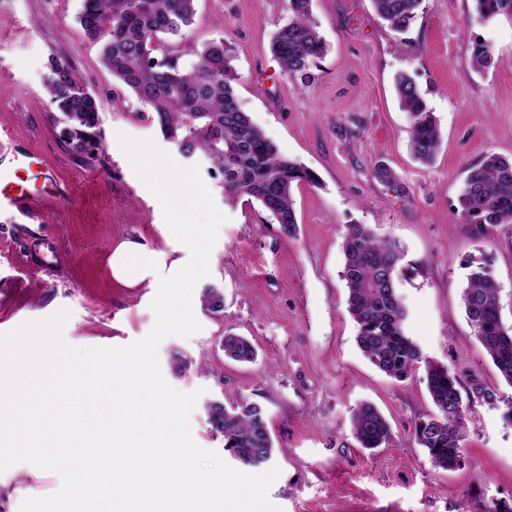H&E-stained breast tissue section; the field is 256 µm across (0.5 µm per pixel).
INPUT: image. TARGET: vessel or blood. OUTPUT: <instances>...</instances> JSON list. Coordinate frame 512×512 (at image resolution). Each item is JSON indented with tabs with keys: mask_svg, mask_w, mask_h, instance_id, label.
<instances>
[{
	"mask_svg": "<svg viewBox=\"0 0 512 512\" xmlns=\"http://www.w3.org/2000/svg\"><path fill=\"white\" fill-rule=\"evenodd\" d=\"M34 155L10 148L0 151V213L41 217L51 212L57 201L50 195H36L16 183L19 170L39 165Z\"/></svg>",
	"mask_w": 512,
	"mask_h": 512,
	"instance_id": "vessel-or-blood-1",
	"label": "vessel or blood"
}]
</instances>
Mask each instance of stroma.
<instances>
[{"mask_svg":"<svg viewBox=\"0 0 512 512\" xmlns=\"http://www.w3.org/2000/svg\"><path fill=\"white\" fill-rule=\"evenodd\" d=\"M83 0H0V138L40 157L55 181L23 171L18 183L58 195L42 222L0 214V334L60 309L75 347L123 346L154 324L155 289L113 277L115 247L134 239L164 262L187 263L189 249L167 227L158 200L134 173L118 136L153 139L175 153L148 107L100 61L101 44L77 22ZM326 53L300 80L271 51L288 18L285 0H197L189 32L196 46L224 38L233 49L237 95L279 151L314 171L319 185L294 188L298 233L285 235L259 204H226L219 182L202 180L225 221L203 285L221 288L224 309L192 307L201 329L169 336L158 348L165 380L200 391L191 432L202 448L232 456L207 424L208 403L260 405L280 475L268 497L281 512H482L493 498L512 501V425L504 419L512 387L500 377L468 324L461 293L469 256L486 257L501 286V314L512 325V224L481 235L458 212L467 166L485 153L512 158V20L476 21L472 0H423L404 33L392 31L372 0H313ZM490 42L494 62L471 66L472 44ZM65 57L89 91L109 96L97 146L75 150L70 123L46 90L50 58ZM408 71L441 132L431 165L409 150L410 118L394 77ZM385 166L397 175L373 176ZM366 224L400 241L406 271L398 281L406 329L423 364L406 381L376 369L360 351L341 277L346 225ZM249 338L252 363L224 355L225 334ZM192 357L182 370L174 353ZM453 371L466 406L465 463L433 466L413 440V422L432 412L424 363ZM495 401H488V394ZM377 406L392 426L389 445L368 451L350 415ZM56 473L28 463L0 473V512L55 493Z\"/></svg>","mask_w":512,"mask_h":512,"instance_id":"35a3bbf8","label":"stroma"}]
</instances>
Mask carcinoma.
Wrapping results in <instances>:
<instances>
[{"instance_id": "obj_1", "label": "carcinoma", "mask_w": 512, "mask_h": 512, "mask_svg": "<svg viewBox=\"0 0 512 512\" xmlns=\"http://www.w3.org/2000/svg\"><path fill=\"white\" fill-rule=\"evenodd\" d=\"M375 11L391 30L405 32L422 0H372ZM480 21L505 16L512 19V0H473ZM288 21L273 36L272 50L282 70L306 79L326 43L312 14V0H288ZM196 0H84L78 23L93 41L104 39L101 63L123 87L147 106L164 138L186 159L199 158L221 176L224 202H256L273 223L289 236L297 232L293 186L318 183L316 175L284 156L240 106L231 49L224 39L197 49L189 27ZM168 37L179 38L180 50L164 53ZM185 55L198 63L186 68ZM492 45L474 42L471 64L486 69L492 64ZM47 94L73 126L74 146H91L89 130L98 124L99 95L75 79L70 61H49ZM400 104L410 116V150L423 164L433 161L440 132L415 80L406 72L395 78ZM461 217L484 235L512 223V159L495 153L466 168L458 197ZM342 278L348 290V312L357 325V344L367 359L389 377L404 381L422 363L418 345L405 329L406 306L398 290V275L405 253L391 238L380 239L365 224H350L344 234ZM461 299L465 314L503 381L512 387V325L502 321L497 280L485 259L471 256ZM207 311L224 309V292L207 286L201 298ZM224 355L236 362L256 360L255 345L246 337L224 336ZM427 389L435 407L413 423V438L431 463L454 470L464 460L466 411L459 380L448 367L425 362ZM208 424L224 438V448L243 466L261 469L273 460L275 448L261 406L243 402L228 408L220 401L207 406ZM353 435L361 447L379 448L392 438L382 413L370 403L352 412Z\"/></svg>"}]
</instances>
